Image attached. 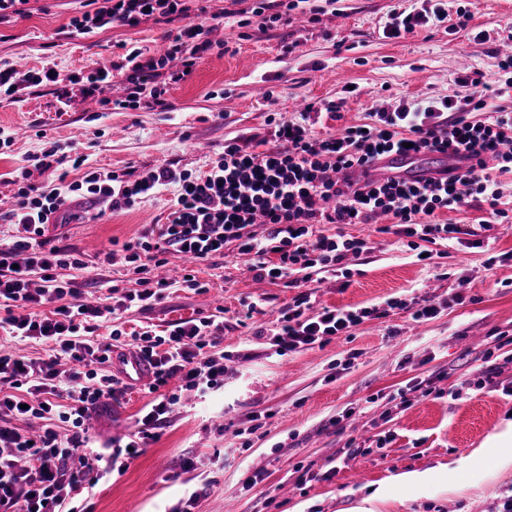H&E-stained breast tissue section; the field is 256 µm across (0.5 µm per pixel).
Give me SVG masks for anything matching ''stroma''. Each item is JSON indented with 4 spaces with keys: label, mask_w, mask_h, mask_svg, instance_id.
<instances>
[{
    "label": "stroma",
    "mask_w": 512,
    "mask_h": 512,
    "mask_svg": "<svg viewBox=\"0 0 512 512\" xmlns=\"http://www.w3.org/2000/svg\"><path fill=\"white\" fill-rule=\"evenodd\" d=\"M420 6V0H333L315 24L297 18L273 29L249 27L229 53L206 55L189 77L168 85L169 108L162 112L153 105L108 110L100 99L121 96L126 47L156 51L174 25L149 21L78 35L69 27L73 0H31L29 17L0 29V67L53 66L83 76L95 63L111 70L112 84L100 97L71 85L62 101L58 87L47 85L0 101V138L11 140L0 148V200L12 194L9 173L50 141L59 153L86 155L88 167L134 179L165 165L203 171L225 140L270 134V113L296 121L305 102L341 103L337 118L314 125L322 136L403 101L471 94L466 76L498 72L512 31V0H444L443 22L384 37L393 12ZM460 8L471 14L462 31L455 28ZM291 42L294 52H283ZM176 191L169 185L120 213L103 199H76L78 221L49 225L47 235L83 253L88 267L76 271L79 282L123 279L122 258L100 267L97 254L165 223ZM344 230L370 237L372 249L350 280L328 275L310 282L317 306L418 297L440 304L437 317L418 324L395 310L324 346L281 356L270 337L256 332L272 329L279 309L296 296L286 281L255 278L231 246L192 267L209 285L202 294L180 286L190 268L180 255L149 265V277L171 280V288L151 310L120 314L115 327L160 331L181 318L215 317L224 324V386L202 399L183 394L167 426L126 472L100 482L90 512H178L194 491L199 497L191 512H354L367 501L373 512H493L512 494V457L479 452L512 422V364L485 389L457 400L446 395L474 376L486 349L512 357L506 338L512 220L458 243L434 244L427 261L378 225ZM454 292L465 301L447 307ZM248 304L257 312L247 320L241 313ZM428 376L442 397L418 398L408 407L396 401L398 388ZM149 383L142 378L123 399L102 404L91 418L94 440L127 443L138 412L153 399ZM257 470L263 481L245 487ZM412 471L432 477L418 487L395 484V476Z\"/></svg>",
    "instance_id": "stroma-1"
}]
</instances>
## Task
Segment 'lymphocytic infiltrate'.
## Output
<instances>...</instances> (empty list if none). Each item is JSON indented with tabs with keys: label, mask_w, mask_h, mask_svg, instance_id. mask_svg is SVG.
Returning <instances> with one entry per match:
<instances>
[{
	"label": "lymphocytic infiltrate",
	"mask_w": 512,
	"mask_h": 512,
	"mask_svg": "<svg viewBox=\"0 0 512 512\" xmlns=\"http://www.w3.org/2000/svg\"><path fill=\"white\" fill-rule=\"evenodd\" d=\"M192 0H78L70 20L73 32L139 27L148 21L178 23L165 47L152 55L129 50L125 61L129 87L122 98L102 99L116 110L138 109L143 100L163 105L160 77L179 82L190 75L204 53H226V41L211 36L223 14L206 24ZM319 22L321 0H254L235 11L237 27L274 28L287 24L292 13ZM178 70H169L171 61ZM111 81L109 70L90 68L86 78L53 67L19 73L0 69V99H16L27 86L82 84L86 94ZM471 95L451 100L400 103L393 110L370 113L365 125L342 133L316 136L310 124L276 121L274 145L258 136L232 138L209 168L198 173L162 166L136 180L114 172L83 170L67 189L46 188L30 181L32 171L45 172L64 163L82 168L83 157L67 159L57 147L32 157L13 193L9 223L19 234L0 240V331L19 342L45 346V356L32 358L0 350V512H85L76 499L113 473H124L134 451L154 439L181 400L182 392L206 395L224 384V358L216 349L224 326L209 317L171 322L164 333L151 330L123 334L99 330L113 315L131 308L146 309L163 297L169 283L148 278L149 262L177 253L196 262L235 246L249 256V271L269 280H288L297 294L280 312L273 340L279 354L323 345L365 321L394 309L409 311L425 322L439 313L428 300L391 297L383 305L322 308L314 311L304 285L324 273L349 277L352 262L371 249L368 239L327 235L324 224H368L391 220L395 233L421 242L456 240L464 229L440 221L442 213L462 207L486 208L480 226L507 217L500 177L512 174V55L505 57L492 82L472 80ZM412 144L415 152H439L457 161L417 182L389 176L356 183L350 174L371 168L382 156ZM177 185L168 220L150 225L139 236L107 251L104 264L122 256L133 289L112 284L103 299L88 300L67 270L85 269L79 252L49 245L47 224L70 219L71 193L109 200L113 212L132 209L143 199ZM126 340L134 357L151 374L155 398L138 420L136 440L128 451L94 447L88 421L101 403L124 397L130 386L112 372L116 341Z\"/></svg>",
	"instance_id": "f902f5d3"
}]
</instances>
